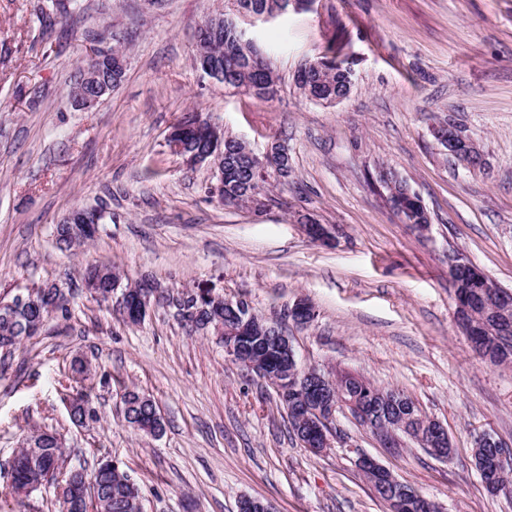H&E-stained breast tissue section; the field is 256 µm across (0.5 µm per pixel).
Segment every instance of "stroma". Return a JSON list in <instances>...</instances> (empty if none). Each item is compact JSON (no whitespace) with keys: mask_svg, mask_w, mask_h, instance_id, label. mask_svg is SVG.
<instances>
[{"mask_svg":"<svg viewBox=\"0 0 512 512\" xmlns=\"http://www.w3.org/2000/svg\"><path fill=\"white\" fill-rule=\"evenodd\" d=\"M44 30L29 0H0V296L65 277L89 262L172 290L212 288L281 324L301 367L358 374L409 395L448 430L439 460L399 435L393 447L349 413L314 455L289 429L276 388L228 360L215 337L174 309L126 322L117 302L78 294L0 375V512H59L44 485L24 500L8 470L32 429L60 435L68 464L121 461L143 512H238L240 498L273 512H387L355 465L379 460L443 512H512L485 490L472 459L484 431L512 444V367L480 360L454 321L448 260L462 255L512 290V0H315L268 19L237 16L233 0H81ZM234 19L278 76L264 101L210 80L194 56L199 27ZM122 43L125 78L95 105L69 95L90 49ZM335 50L354 70L348 98L308 100L294 80ZM197 112L256 152L285 142L293 172L260 212L212 200L208 164L186 165L166 137ZM452 124L482 164L444 152L433 130ZM392 172L415 192L430 226L404 224L380 183ZM77 208L105 219L64 251L54 228ZM334 226L313 242L294 214ZM315 310L298 325V300ZM99 414L71 423L69 364ZM149 395L160 436L129 428L123 395Z\"/></svg>","mask_w":512,"mask_h":512,"instance_id":"obj_1","label":"stroma"}]
</instances>
